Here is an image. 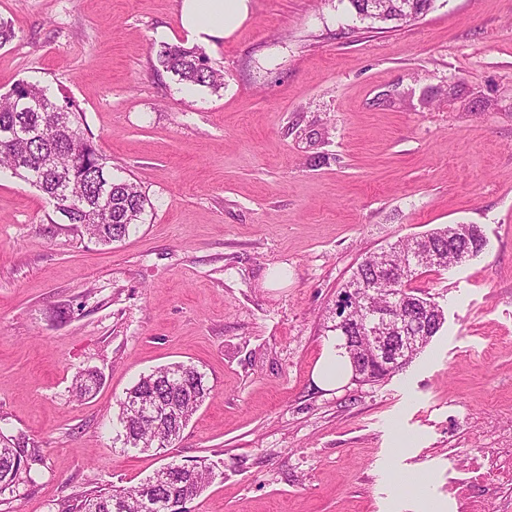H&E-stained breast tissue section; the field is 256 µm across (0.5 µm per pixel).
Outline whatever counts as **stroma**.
<instances>
[{
    "label": "stroma",
    "instance_id": "stroma-1",
    "mask_svg": "<svg viewBox=\"0 0 512 512\" xmlns=\"http://www.w3.org/2000/svg\"><path fill=\"white\" fill-rule=\"evenodd\" d=\"M180 0H0L19 81L73 101L151 202L102 245L0 172V429L40 454L0 512H65L168 462L212 464L191 512H450L448 473L512 448V0H435L399 27L348 0H250L203 45L219 89L160 71ZM475 224L414 278L445 323L375 384L313 378L362 259ZM182 362L210 393L161 454L112 445L117 400ZM96 392L76 398V374Z\"/></svg>",
    "mask_w": 512,
    "mask_h": 512
}]
</instances>
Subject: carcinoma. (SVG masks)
<instances>
[{
	"mask_svg": "<svg viewBox=\"0 0 512 512\" xmlns=\"http://www.w3.org/2000/svg\"><path fill=\"white\" fill-rule=\"evenodd\" d=\"M434 2L413 0L412 8L402 14L395 0H384L377 21L398 25L414 21L426 15ZM156 56L163 71L188 86L217 89L224 85V74L210 66L199 49L164 44L156 50ZM82 121L76 105L55 103L37 84L17 83L11 92L0 96V169L11 171L41 191L64 223L84 225L87 235L99 243L118 242L139 227L149 199L137 183L112 173L96 141L82 131ZM425 237L429 238L430 248L416 262L410 259L417 242L413 237L391 244L397 271L382 274L375 269L382 262L381 254L365 257L354 271L358 289L372 304L387 306L393 302L398 306L407 300L412 302L414 314L430 311L432 325L427 337L406 353V365L423 351L445 322L438 303L409 288L410 282L426 268H444L460 256L468 260L485 246L482 230L476 224L469 225L466 233L452 236L444 227ZM369 315L370 309L357 303L349 311L348 324L336 322L331 331L341 339L356 336ZM98 382L94 370L78 373L74 382L76 396L90 395ZM209 392L204 373L191 364L172 363L141 376L117 401L116 440L124 448L141 452L163 450L180 436ZM173 399L179 401V411L170 420L142 422L133 413V407L140 403L165 404ZM38 457L26 438L0 430V484L14 491L22 484L33 483L32 466ZM213 479L212 468L202 462L192 466L168 463L135 486L89 495L81 501L78 512H116L118 502L139 498L149 487L168 499L195 498Z\"/></svg>",
	"mask_w": 512,
	"mask_h": 512,
	"instance_id": "cac0c4a2",
	"label": "carcinoma"
}]
</instances>
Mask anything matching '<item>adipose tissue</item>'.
<instances>
[{
	"mask_svg": "<svg viewBox=\"0 0 512 512\" xmlns=\"http://www.w3.org/2000/svg\"><path fill=\"white\" fill-rule=\"evenodd\" d=\"M249 14V0H181L183 31L199 43L233 33Z\"/></svg>",
	"mask_w": 512,
	"mask_h": 512,
	"instance_id": "ef3b65f1",
	"label": "adipose tissue"
}]
</instances>
